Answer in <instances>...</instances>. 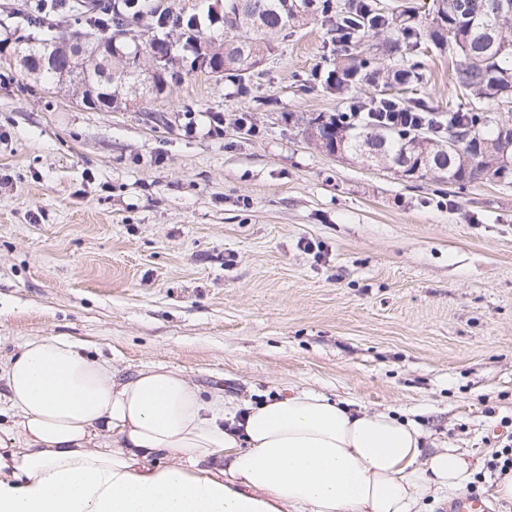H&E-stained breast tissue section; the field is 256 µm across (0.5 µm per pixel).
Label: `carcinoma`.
Instances as JSON below:
<instances>
[{"label": "carcinoma", "mask_w": 512, "mask_h": 512, "mask_svg": "<svg viewBox=\"0 0 512 512\" xmlns=\"http://www.w3.org/2000/svg\"><path fill=\"white\" fill-rule=\"evenodd\" d=\"M70 13V33L87 32L101 40L111 39L120 28L130 31L147 16L151 18L147 30L168 29L193 45L192 66L229 77L241 89L270 53L274 37L305 25L312 16L320 17L335 35L338 59L322 86L338 98L353 94L360 85H397L404 90L417 86L422 74L415 57L421 45L446 51L455 59L451 79L457 95L471 106L450 100L448 108L438 112L422 97L355 99L349 111L358 118L342 112L319 114L306 120L305 129L317 146L332 155H356L375 145L380 148L379 163L408 179L444 174L452 184L493 179L512 184V128L499 123L493 109L512 101V0H432L424 18L416 13H387L371 0H224L221 16L174 14L164 4L148 0H91L90 7L82 5ZM220 21L254 36L218 46L201 42L202 28ZM27 24L39 36L0 39V47L9 46L23 61L17 78L23 90L25 79L37 70L42 71L43 82L55 81L53 69L44 67V61L47 48L64 40L58 24L45 14L30 16ZM148 46L161 55L160 68L152 75L154 86L161 90L180 80L173 42L154 36ZM379 53L394 65H375ZM137 56L119 42L112 48L108 76L92 60L74 78L112 91V98L103 104L119 109L127 101L128 89L140 81L141 72L129 63ZM387 110L418 112L420 120L409 127L383 128L364 119L370 112Z\"/></svg>", "instance_id": "cac0c4a2"}]
</instances>
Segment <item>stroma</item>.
<instances>
[{"label": "stroma", "instance_id": "obj_1", "mask_svg": "<svg viewBox=\"0 0 512 512\" xmlns=\"http://www.w3.org/2000/svg\"><path fill=\"white\" fill-rule=\"evenodd\" d=\"M321 21L247 90L192 68L118 110L23 92L0 60V364L61 336L130 375L180 368L258 400L313 389L465 450L496 498L512 445V184H445L333 156L298 117L345 111ZM430 106L447 55L421 58ZM195 130H187L188 121Z\"/></svg>", "mask_w": 512, "mask_h": 512}]
</instances>
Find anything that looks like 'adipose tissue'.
<instances>
[{
    "instance_id": "obj_1",
    "label": "adipose tissue",
    "mask_w": 512,
    "mask_h": 512,
    "mask_svg": "<svg viewBox=\"0 0 512 512\" xmlns=\"http://www.w3.org/2000/svg\"><path fill=\"white\" fill-rule=\"evenodd\" d=\"M0 383V512H422L472 474L397 414L306 390L241 404L174 367L121 378L59 336Z\"/></svg>"
}]
</instances>
